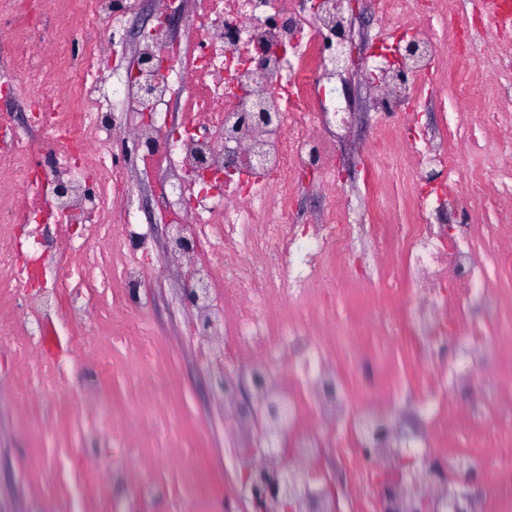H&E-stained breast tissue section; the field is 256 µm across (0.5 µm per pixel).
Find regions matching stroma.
I'll list each match as a JSON object with an SVG mask.
<instances>
[{
	"instance_id": "stroma-1",
	"label": "stroma",
	"mask_w": 512,
	"mask_h": 512,
	"mask_svg": "<svg viewBox=\"0 0 512 512\" xmlns=\"http://www.w3.org/2000/svg\"><path fill=\"white\" fill-rule=\"evenodd\" d=\"M120 148L134 178V218L152 254L165 253L154 177L132 144ZM185 278L175 264L148 268L133 311L119 288L96 289L84 323L51 317L27 356L20 335L0 334V512H107L131 502L141 512H224V490L237 483L232 424L210 390L207 345L180 296ZM133 318L136 335L126 330ZM104 356L114 366L97 402H86L76 372ZM41 367L55 384L33 400L24 388ZM79 452L91 465H73ZM147 483L158 493L144 495Z\"/></svg>"
}]
</instances>
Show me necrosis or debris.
<instances>
[{
	"label": "necrosis or debris",
	"mask_w": 512,
	"mask_h": 512,
	"mask_svg": "<svg viewBox=\"0 0 512 512\" xmlns=\"http://www.w3.org/2000/svg\"><path fill=\"white\" fill-rule=\"evenodd\" d=\"M53 2L0 0L13 65L0 96L30 112L25 132L0 115V288L28 291L32 331L51 308L75 325L87 317L89 272L106 287L145 278L129 247L140 236L126 206L133 178L112 156L117 138L138 142L144 166L162 172L155 191L169 223L181 225L192 254L213 258L223 302L208 312L212 350L229 383L265 371L261 398L288 409L292 468L310 469L334 449L340 490L360 512L399 506L436 469L444 481L432 512H448L480 470L496 479L499 512H512V7L470 0L452 25L456 0H369L375 28L357 76L387 81L371 95V221L359 224L338 169L352 110L337 93L345 73L328 63L350 24L336 0H161V13H183L182 32L154 25L135 53L169 69L128 75L109 97L100 63L123 42L138 0H64L48 28L40 17ZM493 15L502 24L492 44L473 20ZM74 23L109 36L87 43L76 68L65 39ZM409 38L423 55L400 77ZM444 91L460 121L421 128L419 109ZM174 102L180 120L169 124L161 115ZM258 108L273 122L249 119ZM130 109L140 119L127 127L118 115ZM230 154L241 163L228 174ZM60 183L69 190L61 208L47 202ZM311 187L333 200L305 217L295 199ZM31 224L86 233L68 240V279L48 299L29 290L47 275L46 260L8 232ZM359 244L372 264L373 305L355 321L347 300L357 293ZM368 336L405 346L431 377L390 394ZM478 363L489 380L473 377ZM396 410L414 413L422 429L376 442L370 427Z\"/></svg>",
	"instance_id": "obj_1"
}]
</instances>
